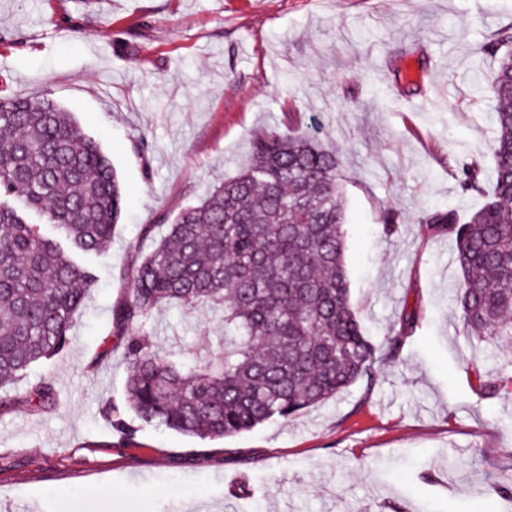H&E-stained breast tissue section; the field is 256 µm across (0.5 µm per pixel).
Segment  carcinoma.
Segmentation results:
<instances>
[{
  "label": "carcinoma",
  "instance_id": "obj_1",
  "mask_svg": "<svg viewBox=\"0 0 512 512\" xmlns=\"http://www.w3.org/2000/svg\"><path fill=\"white\" fill-rule=\"evenodd\" d=\"M494 58L496 100L487 203L461 222L453 208L416 223L456 242V310L468 336H512V32L475 55ZM253 159L167 225L132 273L129 298L112 311L125 338V402L140 425L199 438L233 437L290 420L357 382L395 355L402 333L364 336L350 304L344 262L341 161L312 133L253 136ZM479 158L458 164L465 192L484 191ZM19 198L63 234L44 235L0 202V382L63 352L94 277L76 256L112 242L122 193L95 139L52 98L0 94V199ZM209 307L224 335L201 353L164 351L139 332L157 311ZM26 401L55 404L43 379Z\"/></svg>",
  "mask_w": 512,
  "mask_h": 512
}]
</instances>
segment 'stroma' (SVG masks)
<instances>
[{"label":"stroma","instance_id":"1","mask_svg":"<svg viewBox=\"0 0 512 512\" xmlns=\"http://www.w3.org/2000/svg\"><path fill=\"white\" fill-rule=\"evenodd\" d=\"M510 27L512 0H0V91L50 95L123 190L110 248L85 259L97 282L70 346L7 388L0 512H512L494 490L512 479V397L490 389L512 339L465 335L455 240L415 222L484 203L448 162L490 154L493 61L474 69L471 51ZM274 128L339 153L351 302L376 343L412 314L402 348L372 386L239 436L122 430L112 309L179 210ZM387 208L402 217L391 235ZM223 332L209 309L165 308L145 336L167 348ZM43 378L57 401L34 412Z\"/></svg>","mask_w":512,"mask_h":512}]
</instances>
